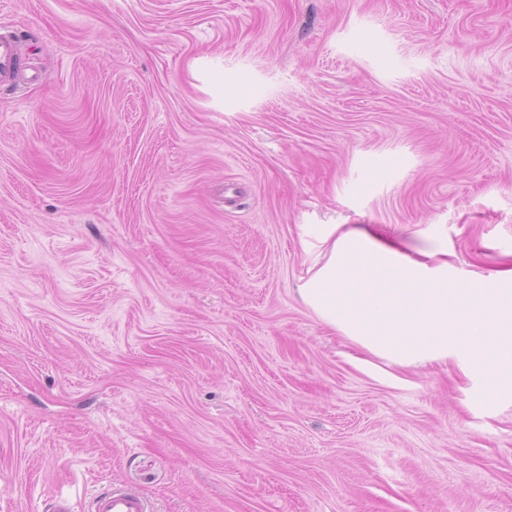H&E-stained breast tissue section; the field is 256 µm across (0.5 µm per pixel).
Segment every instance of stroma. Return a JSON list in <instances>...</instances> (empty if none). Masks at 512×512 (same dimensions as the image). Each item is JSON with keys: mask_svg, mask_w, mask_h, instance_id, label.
I'll list each match as a JSON object with an SVG mask.
<instances>
[{"mask_svg": "<svg viewBox=\"0 0 512 512\" xmlns=\"http://www.w3.org/2000/svg\"><path fill=\"white\" fill-rule=\"evenodd\" d=\"M0 512H512V393L299 290L328 225L512 270V0H0ZM28 71L27 61L13 34L0 36V84L15 87L20 78ZM91 507L93 512H150L139 493L120 486L96 496Z\"/></svg>", "mask_w": 512, "mask_h": 512, "instance_id": "35a3bbf8", "label": "stroma"}]
</instances>
